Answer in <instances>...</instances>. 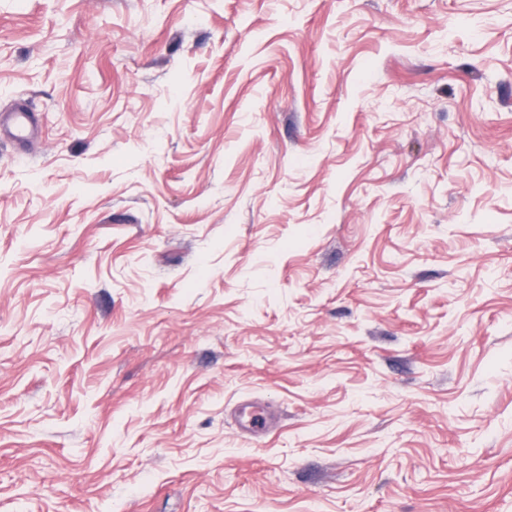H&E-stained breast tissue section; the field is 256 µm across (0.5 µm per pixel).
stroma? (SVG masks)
<instances>
[{"label": "stroma", "mask_w": 512, "mask_h": 512, "mask_svg": "<svg viewBox=\"0 0 512 512\" xmlns=\"http://www.w3.org/2000/svg\"><path fill=\"white\" fill-rule=\"evenodd\" d=\"M19 103L0 512H512V0H0ZM1 129H8L15 141L23 143L35 135L37 124L32 113L20 105L12 112L0 114V132ZM252 405L244 404L239 409V425L250 434V438H259L272 431V420L262 410L251 411Z\"/></svg>", "instance_id": "obj_1"}]
</instances>
